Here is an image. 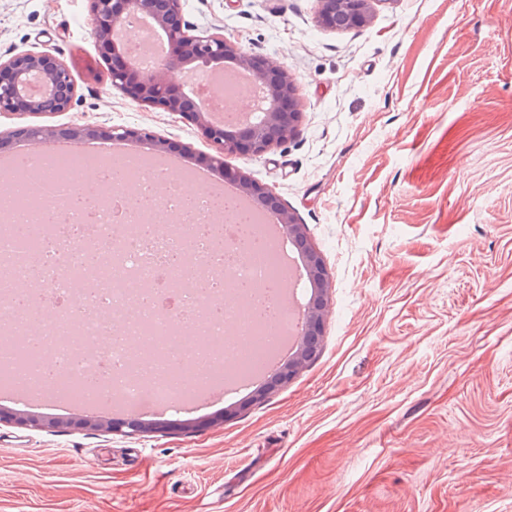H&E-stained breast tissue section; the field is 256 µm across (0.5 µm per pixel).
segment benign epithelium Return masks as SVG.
Instances as JSON below:
<instances>
[{
  "label": "benign epithelium",
  "instance_id": "1",
  "mask_svg": "<svg viewBox=\"0 0 512 512\" xmlns=\"http://www.w3.org/2000/svg\"><path fill=\"white\" fill-rule=\"evenodd\" d=\"M96 47L110 64L112 87L146 105L159 106L192 121L213 144L216 154L201 156L198 164L208 168L224 163V154L259 156L289 141L297 131L302 112L297 85L288 66L252 56L219 33L196 31L184 17L182 0H89ZM374 0H317L316 22L332 31L365 27ZM150 21L165 37L166 51L146 66L131 49L127 22ZM126 59L123 66L112 64L116 54ZM251 77L253 108L237 113L230 125L218 118L196 90L200 82L224 65ZM76 88L70 70L60 58L46 53H22L0 61V115H42L64 112L71 107ZM105 138L113 141L140 140L154 154H166L172 144L146 131L124 126L78 125L55 129L28 125L8 136L0 135V150L10 140L33 144H53L60 140L82 142ZM243 195L262 210L277 207L278 223L284 238L301 254L309 299L298 306L295 320L296 351L288 364L275 371V385L293 379L320 351L328 313L329 274L321 254L311 246L306 227L293 213L277 205L272 192L241 172H228ZM0 423L31 429L82 428L108 434L144 435L161 430V424L94 414L77 419H53L18 410H0Z\"/></svg>",
  "mask_w": 512,
  "mask_h": 512
}]
</instances>
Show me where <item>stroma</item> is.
I'll use <instances>...</instances> for the list:
<instances>
[{
  "mask_svg": "<svg viewBox=\"0 0 512 512\" xmlns=\"http://www.w3.org/2000/svg\"><path fill=\"white\" fill-rule=\"evenodd\" d=\"M198 30L290 68L294 138L211 169L265 184L330 276L320 355L253 401L145 413L148 435L0 425V512H512V0H375L330 31L315 0H183ZM69 67L68 111L214 154L180 115L112 88L89 0H0V60ZM229 418H222V411Z\"/></svg>",
  "mask_w": 512,
  "mask_h": 512,
  "instance_id": "stroma-1",
  "label": "stroma"
}]
</instances>
